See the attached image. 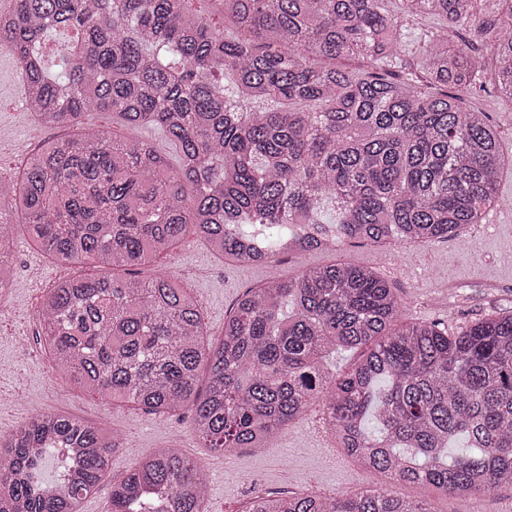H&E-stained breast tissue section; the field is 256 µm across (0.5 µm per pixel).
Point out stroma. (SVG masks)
I'll use <instances>...</instances> for the list:
<instances>
[{"label": "stroma", "mask_w": 512, "mask_h": 512, "mask_svg": "<svg viewBox=\"0 0 512 512\" xmlns=\"http://www.w3.org/2000/svg\"><path fill=\"white\" fill-rule=\"evenodd\" d=\"M19 66L0 49V171L11 173L42 144L68 136L69 127L36 125L27 112L15 111L23 99ZM467 106L486 112L498 125L506 152H512V100L496 95H470ZM500 205L491 211L493 224L472 242L451 237L430 244L387 249L365 241H348L336 251L310 250L268 263L239 264L226 260L196 236L159 257L157 264L176 271L181 284L199 301L207 331L219 338L224 318L242 293L296 272L327 265L335 257L368 268L386 279L405 305L407 319L440 320L449 327L512 310V172L504 173ZM13 286L0 297V436L40 412L77 416L125 437L112 457L111 474L83 498L78 512H111L113 477L133 470L155 449L174 443L211 464L208 512H242L254 492L272 496L291 493L353 494L377 488L403 497L425 498L432 512H512V488L479 491L465 497L399 484L371 473L335 448L314 407L293 421L283 436L266 448H243L220 460L203 448L189 413L155 416L107 404L74 390L56 373L36 342L39 305L47 288L77 273V266L58 264L34 249L24 226H15L6 248Z\"/></svg>", "instance_id": "obj_1"}]
</instances>
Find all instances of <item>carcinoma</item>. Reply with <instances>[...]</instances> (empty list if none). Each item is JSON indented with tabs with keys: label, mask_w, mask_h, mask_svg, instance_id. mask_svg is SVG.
I'll return each instance as SVG.
<instances>
[{
	"label": "carcinoma",
	"mask_w": 512,
	"mask_h": 512,
	"mask_svg": "<svg viewBox=\"0 0 512 512\" xmlns=\"http://www.w3.org/2000/svg\"><path fill=\"white\" fill-rule=\"evenodd\" d=\"M211 2L222 28L190 0L0 10L32 118L76 130L0 176V249L20 222L58 263L114 271L44 294L39 341L55 371L108 403L187 411L222 454L272 444L320 403L337 447L374 474L455 496L512 486V313L452 333L406 321L385 280L337 260L247 289L213 341L196 297L156 268L190 233L257 263L354 239L434 244L483 223L512 155L463 96L492 62L512 99V0H396L395 13L390 0ZM427 18L458 39L428 32L414 55L406 32ZM60 28L76 36L51 71L45 43ZM92 111L160 128L179 168L86 121ZM339 348L364 352L336 375ZM121 447L76 416H31L0 436V512H75ZM207 496L201 462L172 444L112 479V512H207ZM243 512L431 510L372 489L257 493Z\"/></svg>",
	"instance_id": "obj_1"
}]
</instances>
